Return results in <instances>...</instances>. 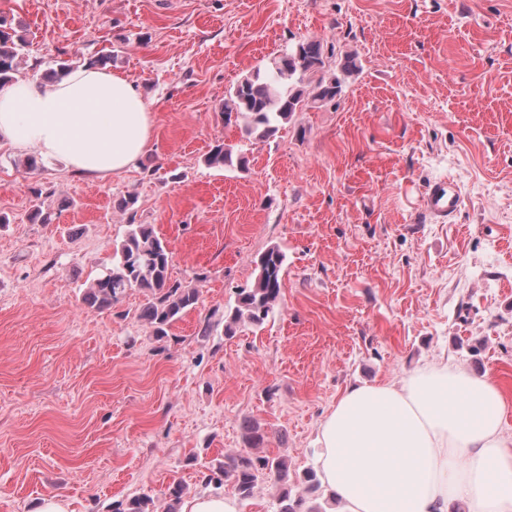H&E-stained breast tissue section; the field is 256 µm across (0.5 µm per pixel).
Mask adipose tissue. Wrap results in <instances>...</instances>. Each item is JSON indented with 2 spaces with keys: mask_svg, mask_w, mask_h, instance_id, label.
I'll return each mask as SVG.
<instances>
[{
  "mask_svg": "<svg viewBox=\"0 0 512 512\" xmlns=\"http://www.w3.org/2000/svg\"><path fill=\"white\" fill-rule=\"evenodd\" d=\"M135 85L92 67L43 86L0 87V147L60 159L105 179L134 168L152 142ZM316 468L344 512H512V406L497 381L453 359L401 384H353L320 422Z\"/></svg>",
  "mask_w": 512,
  "mask_h": 512,
  "instance_id": "ef3b65f1",
  "label": "adipose tissue"
}]
</instances>
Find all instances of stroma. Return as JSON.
Here are the masks:
<instances>
[{
  "mask_svg": "<svg viewBox=\"0 0 512 512\" xmlns=\"http://www.w3.org/2000/svg\"><path fill=\"white\" fill-rule=\"evenodd\" d=\"M25 31L23 77L115 50L154 117L136 168L104 180L0 147V512H113L143 494L166 512L265 426L297 487L318 425L352 382L397 383L453 358L512 403V0H0ZM355 53L331 103H311L269 140L222 111L231 87L303 38ZM247 170L204 163L212 145ZM451 178L461 211L425 215ZM43 190L48 224L30 219ZM139 196L136 217L117 199ZM154 225L172 274L201 299L159 340L128 291L82 302L129 221ZM286 255L263 325L224 333L266 248ZM208 339L197 332L204 321ZM463 204L460 186L452 179L442 178L429 183L421 197L426 214L438 223H446Z\"/></svg>",
  "mask_w": 512,
  "mask_h": 512,
  "instance_id": "obj_1",
  "label": "stroma"
}]
</instances>
